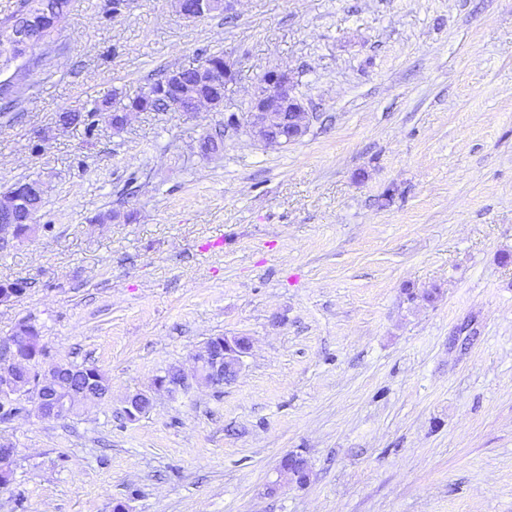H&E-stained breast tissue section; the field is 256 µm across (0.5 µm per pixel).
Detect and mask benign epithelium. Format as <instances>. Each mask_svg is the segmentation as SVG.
I'll return each instance as SVG.
<instances>
[{
	"label": "benign epithelium",
	"instance_id": "7a95c632",
	"mask_svg": "<svg viewBox=\"0 0 512 512\" xmlns=\"http://www.w3.org/2000/svg\"><path fill=\"white\" fill-rule=\"evenodd\" d=\"M179 12L188 18H202L212 13L211 6L220 5V9H228L231 0H177ZM10 39L0 41V56L6 59L24 58L30 54L35 37L30 27L23 20H14L9 24ZM205 83L212 92L203 97L199 105L219 108L223 105L227 86L235 79V64L226 60L222 67H210L201 72ZM305 108L294 94L293 84L288 74L270 70L264 74L260 86L255 91L250 112L245 118V130L253 133L262 132L261 139L267 143H281L283 138L277 133L278 125L290 122L295 124V133L288 136L292 141L303 136ZM7 220L0 219V246L8 244L5 234L18 236L17 224L13 222L14 211H4ZM29 342V337L19 334L12 337L11 344L0 349V365L13 369L23 362L19 356V347ZM249 350V341L241 337L237 340L217 339L197 356V369L194 380L207 385H219V381L237 371L241 358ZM56 370H51L50 378H37L22 388H8V392L17 400H25L33 404L37 414L44 419H58L72 412L76 399L87 397L100 398L103 389L95 375L83 372L84 381L69 388L68 394L53 402L44 397V393L54 385ZM281 470L297 478L307 480L306 462L296 453L286 454L280 461Z\"/></svg>",
	"mask_w": 512,
	"mask_h": 512
}]
</instances>
